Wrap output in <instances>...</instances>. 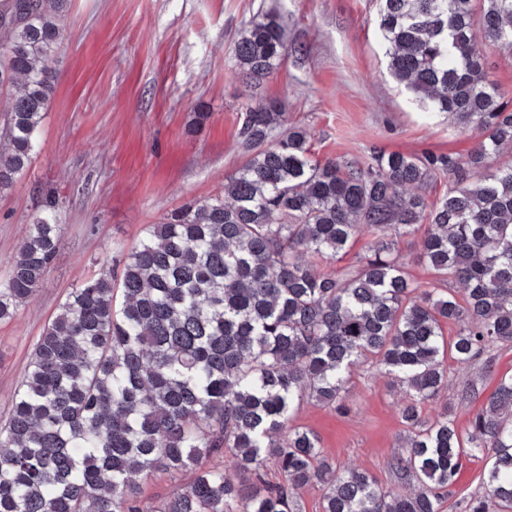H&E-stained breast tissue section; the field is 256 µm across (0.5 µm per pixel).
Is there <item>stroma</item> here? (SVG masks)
Masks as SVG:
<instances>
[{"label": "stroma", "instance_id": "stroma-1", "mask_svg": "<svg viewBox=\"0 0 512 512\" xmlns=\"http://www.w3.org/2000/svg\"><path fill=\"white\" fill-rule=\"evenodd\" d=\"M378 0H71L52 66L53 100L34 160L0 192V280L7 277L41 204L56 203L59 252L40 287L0 321V424L44 326L72 288L112 267L175 208L223 193L248 155L238 135L247 107L281 102L307 130L317 159L364 160L371 148L412 155L464 154L475 145L447 116L420 108L387 70ZM275 12L287 50L259 85L237 76V41L257 15ZM496 369L476 398L460 392L479 367L448 366V387L424 404L435 418L455 405L459 431L512 372V345L492 350ZM401 390L375 370L356 373L350 410L305 401L296 422L314 431L338 466L405 493L389 464L407 430ZM486 462L467 457L441 512H462Z\"/></svg>", "mask_w": 512, "mask_h": 512}]
</instances>
